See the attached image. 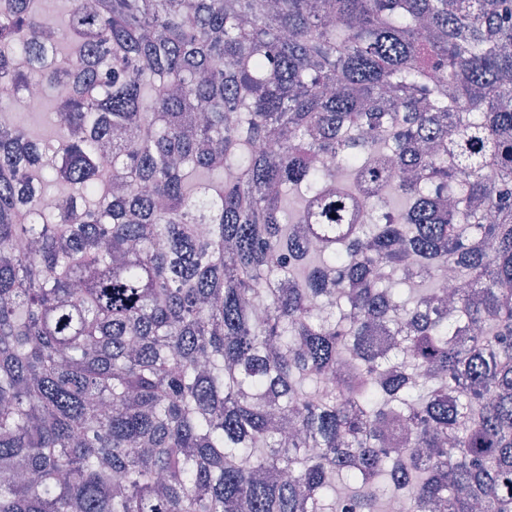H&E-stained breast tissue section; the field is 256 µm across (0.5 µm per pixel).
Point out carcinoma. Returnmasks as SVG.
I'll use <instances>...</instances> for the list:
<instances>
[{
  "mask_svg": "<svg viewBox=\"0 0 512 512\" xmlns=\"http://www.w3.org/2000/svg\"><path fill=\"white\" fill-rule=\"evenodd\" d=\"M39 17L0 0L59 127L0 124V512H512V0Z\"/></svg>",
  "mask_w": 512,
  "mask_h": 512,
  "instance_id": "cac0c4a2",
  "label": "carcinoma"
}]
</instances>
